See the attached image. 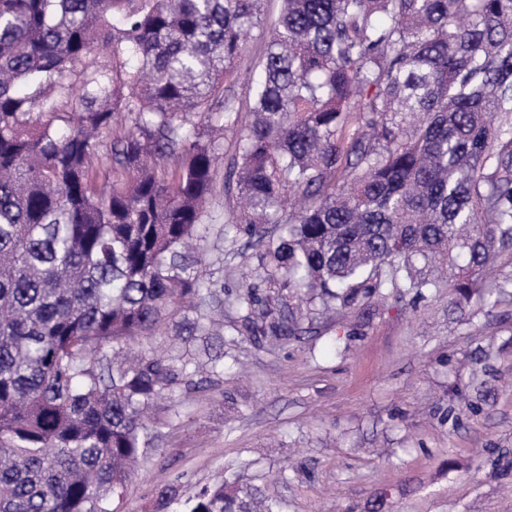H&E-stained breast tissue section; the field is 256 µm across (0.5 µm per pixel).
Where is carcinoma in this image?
Wrapping results in <instances>:
<instances>
[{"instance_id":"cac0c4a2","label":"carcinoma","mask_w":512,"mask_h":512,"mask_svg":"<svg viewBox=\"0 0 512 512\" xmlns=\"http://www.w3.org/2000/svg\"><path fill=\"white\" fill-rule=\"evenodd\" d=\"M263 22L260 0H0V512H114L144 409L197 372L146 338L177 312L214 327L184 251L216 179L203 112L235 132L224 231L285 226L268 287L337 311L446 290L459 313L512 288L482 281L512 247V0H282L238 102ZM185 512L281 504L225 480ZM266 29L262 28H254L250 31L247 37L246 49L245 53L242 56V59L239 63V76L231 79V81H227L224 84L231 87L232 90L241 98L245 99V94L247 91V83L244 79V75L247 72L249 67H252L254 63L257 61L259 56L265 49L266 44Z\"/></svg>"}]
</instances>
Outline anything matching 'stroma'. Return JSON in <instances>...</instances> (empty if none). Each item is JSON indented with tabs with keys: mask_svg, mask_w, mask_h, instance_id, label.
Listing matches in <instances>:
<instances>
[{
	"mask_svg": "<svg viewBox=\"0 0 512 512\" xmlns=\"http://www.w3.org/2000/svg\"><path fill=\"white\" fill-rule=\"evenodd\" d=\"M237 191L216 187L195 256L223 285L224 371L203 368L149 408L158 437L115 512H151L160 491L180 505L238 476L282 512H363L387 493L389 512H512V296L448 313L427 297L386 293L351 324L288 297L295 333L248 332L236 294L259 248L224 233ZM490 392L479 412L449 407Z\"/></svg>",
	"mask_w": 512,
	"mask_h": 512,
	"instance_id": "stroma-1",
	"label": "stroma"
}]
</instances>
